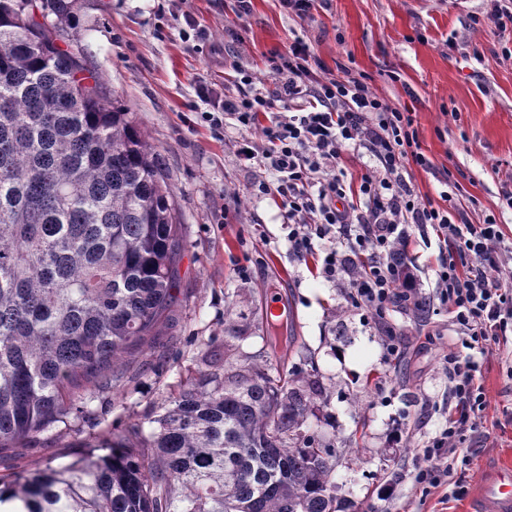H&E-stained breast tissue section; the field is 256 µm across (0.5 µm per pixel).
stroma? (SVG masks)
<instances>
[{
	"label": "stroma",
	"mask_w": 512,
	"mask_h": 512,
	"mask_svg": "<svg viewBox=\"0 0 512 512\" xmlns=\"http://www.w3.org/2000/svg\"><path fill=\"white\" fill-rule=\"evenodd\" d=\"M156 5L73 0L76 39L69 47L161 155L183 226L179 301L154 343L119 365L116 390L95 393L92 414L71 415L35 442L1 452L0 475L71 460L76 440L111 436L164 413L189 373L255 360L323 385L305 429L335 448L337 496L355 512H471L487 470L512 466L507 363L495 354L483 362L491 438L468 472L466 494L444 504L440 492L424 496L400 481L413 448L445 417V357L453 347L447 312L419 319L390 308L401 346L384 356L373 316L352 308L344 285L321 278L314 261L289 253L279 200L255 194L251 171L234 156L239 130L218 136L201 123L207 106L196 83H229V30L243 32L236 50L263 80L270 52L284 50L292 35L304 37L328 67L351 61L380 96L415 112L421 149L459 182L469 220L495 215L512 235V210L499 195L512 180V38L470 28L482 0H329L310 22L289 19L278 0H251L242 18L233 0H191L209 35L196 52L163 28ZM275 301L284 327L271 346L265 313ZM400 425L406 432L396 443Z\"/></svg>",
	"instance_id": "obj_1"
}]
</instances>
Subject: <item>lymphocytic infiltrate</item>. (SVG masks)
I'll list each match as a JSON object with an SVG mask.
<instances>
[{"label":"lymphocytic infiltrate","instance_id":"1","mask_svg":"<svg viewBox=\"0 0 512 512\" xmlns=\"http://www.w3.org/2000/svg\"><path fill=\"white\" fill-rule=\"evenodd\" d=\"M224 62L237 92L202 83V120L214 131L235 126L238 163L259 170L257 193L280 197L288 220V250L316 257L327 280H346L354 308L370 313L391 306L438 303L461 348L446 357L448 415L423 442L408 474L412 487L466 493V473L489 438L481 359L512 339V238L495 215L469 223L452 203L457 184L444 172L439 201L419 196L406 174L433 170L422 152L415 118L379 96L366 74L347 66L326 69L310 44L296 36L270 58L265 85L236 53ZM367 157L360 181L349 180L345 152ZM434 236L436 282L419 288L410 247Z\"/></svg>","mask_w":512,"mask_h":512}]
</instances>
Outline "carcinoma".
Returning <instances> with one entry per match:
<instances>
[{
    "label": "carcinoma",
    "mask_w": 512,
    "mask_h": 512,
    "mask_svg": "<svg viewBox=\"0 0 512 512\" xmlns=\"http://www.w3.org/2000/svg\"><path fill=\"white\" fill-rule=\"evenodd\" d=\"M70 18L71 0H0V452L112 388L180 283L159 154L60 46ZM320 396L256 364L188 377L149 426L0 476V512H347L336 450L303 429Z\"/></svg>",
    "instance_id": "1"
}]
</instances>
